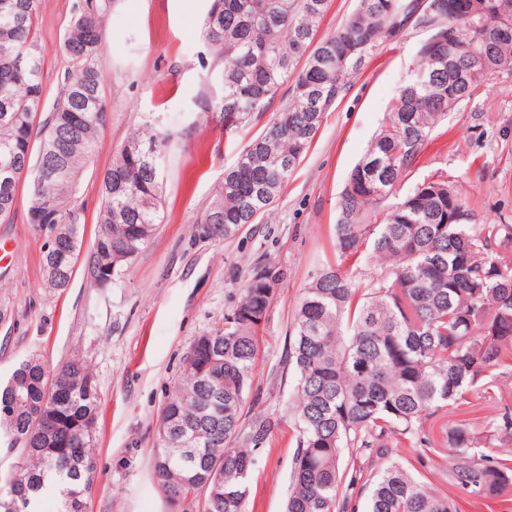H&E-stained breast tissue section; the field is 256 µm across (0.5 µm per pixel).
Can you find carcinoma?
<instances>
[{
	"label": "carcinoma",
	"mask_w": 512,
	"mask_h": 512,
	"mask_svg": "<svg viewBox=\"0 0 512 512\" xmlns=\"http://www.w3.org/2000/svg\"><path fill=\"white\" fill-rule=\"evenodd\" d=\"M203 36L222 63L223 94L203 106L227 132L272 113L243 147L198 220L214 241L235 236L271 212L318 134L332 103L377 47L411 30L434 28L433 47L399 87L338 203V260L311 276L296 306L292 337L279 360L294 377L288 413L296 431L285 512H459L424 480L433 467L464 495L512 512V224H473L448 180L424 182L376 213L416 166L448 114L483 79L512 74V0H358L336 33L313 45L328 0H208ZM110 0H83L63 41L74 66L51 108L41 106L42 52L35 36L41 0H0V218L30 180L28 215L46 209L60 230L50 252L63 273L46 287H67L82 248L85 207L80 178L93 160L108 103L92 65ZM168 135L146 122L100 181L99 234L136 256L160 221L163 152ZM371 267L359 285L342 269ZM111 259L94 242L90 281ZM287 270L254 268L224 327L198 337L183 375L161 409L152 478L171 507L203 498V512H245L258 458L282 417H243L259 336ZM79 358L50 366L22 360L0 383V439L18 453L0 485V512H40L48 497L70 512L75 491L96 478V385ZM493 406L475 426L448 427L432 447L426 423L469 404ZM424 454L412 464L407 453Z\"/></svg>",
	"instance_id": "carcinoma-1"
}]
</instances>
